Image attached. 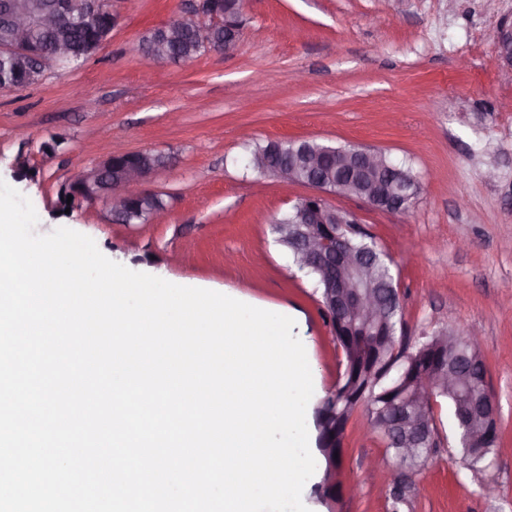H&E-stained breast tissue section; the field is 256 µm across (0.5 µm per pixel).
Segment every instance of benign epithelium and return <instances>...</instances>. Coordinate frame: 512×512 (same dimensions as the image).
<instances>
[{"instance_id": "obj_1", "label": "benign epithelium", "mask_w": 512, "mask_h": 512, "mask_svg": "<svg viewBox=\"0 0 512 512\" xmlns=\"http://www.w3.org/2000/svg\"><path fill=\"white\" fill-rule=\"evenodd\" d=\"M0 14L9 24L10 36L0 41V59L28 58L38 62L37 72L49 64L60 65L71 60L73 49L62 37L45 44L38 39L43 31L61 32L76 15V0H52L45 7L39 0H0ZM204 28L209 37L203 43L205 53L230 55L239 42L242 24L240 19H230L229 13L219 9V0H187L186 10L174 15L160 26L164 45L156 47H137L143 73L148 75L155 65L175 63L174 57L166 48L175 44L191 29ZM500 59L512 65V29L502 25L488 32ZM161 162L152 160L144 152L114 154L104 162L75 174L70 183L77 188V198L89 203L100 201L107 208L113 220H124L126 202L139 200L141 208L146 203L159 197V194L144 187L148 177L170 163V157L158 153ZM336 159V168L353 173L367 174L384 171L387 180L384 183L368 181L364 183L365 192L359 199L371 207L387 212H406L415 202L420 185L413 176L390 164L384 151L360 146L323 145L314 153H307L303 172L286 164L278 168V177L287 182L305 185L312 193L294 205V211L300 224L305 228L299 245L292 252L295 259L321 274L325 287L331 296L329 322L342 327H351V335L362 337L370 343L373 330L385 321V308L376 294L377 283L372 279L370 265L360 264L348 250L344 234L330 229V225L356 224L357 218L333 204L326 195H344L345 181L327 185L320 180L325 157ZM340 219L331 221L332 215ZM467 377L463 374H445L434 365L421 374L413 384L421 393L408 399L413 410H418L425 401L426 394L438 384L448 389L459 388ZM486 407L487 423L483 430L475 433L477 437H487L498 432V418L491 392L482 398ZM318 448L326 460L327 470L322 485L323 495L338 497L347 488L337 484L334 468L335 453L343 452V445L338 443L336 434L321 432L318 435Z\"/></svg>"}]
</instances>
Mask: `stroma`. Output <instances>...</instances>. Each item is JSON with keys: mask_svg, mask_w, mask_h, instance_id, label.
<instances>
[{"mask_svg": "<svg viewBox=\"0 0 512 512\" xmlns=\"http://www.w3.org/2000/svg\"><path fill=\"white\" fill-rule=\"evenodd\" d=\"M112 5L121 20L101 51L0 90V179L33 204L36 233L65 226L131 270L286 308L322 397L343 355L313 281L269 224L309 189L246 168L245 141L366 146L410 163L421 191L409 212L329 201L392 259L407 335L479 334L501 444L485 470L463 467L441 402L438 446L415 472L386 456L359 410L336 465L356 494L311 486L305 500L311 512H512V66L487 38L512 21V0H246L233 54L163 64L147 81L136 46L185 0ZM136 151L173 160L148 182L167 203L158 221L117 224L99 202L62 213L58 189L75 172Z\"/></svg>", "mask_w": 512, "mask_h": 512, "instance_id": "obj_1", "label": "stroma"}]
</instances>
